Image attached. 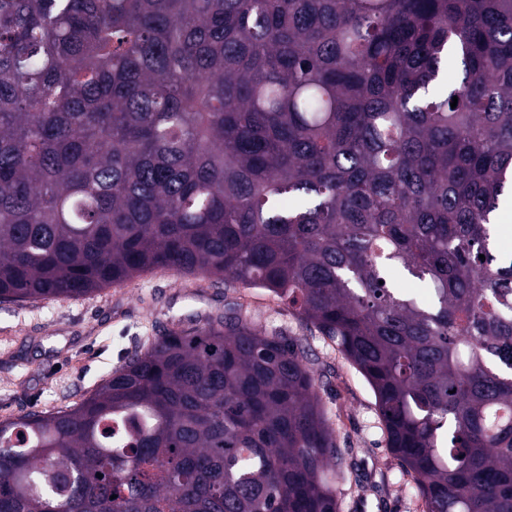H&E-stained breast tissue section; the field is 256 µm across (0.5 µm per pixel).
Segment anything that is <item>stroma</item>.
<instances>
[{"label": "stroma", "instance_id": "obj_1", "mask_svg": "<svg viewBox=\"0 0 512 512\" xmlns=\"http://www.w3.org/2000/svg\"><path fill=\"white\" fill-rule=\"evenodd\" d=\"M231 303L264 329L298 338L321 374L319 393L343 457L335 482L338 512H422L386 446L366 380L261 288L201 287L196 278L155 271L79 298L0 301V422L80 403L128 351Z\"/></svg>", "mask_w": 512, "mask_h": 512}]
</instances>
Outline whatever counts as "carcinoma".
Listing matches in <instances>:
<instances>
[{"mask_svg": "<svg viewBox=\"0 0 512 512\" xmlns=\"http://www.w3.org/2000/svg\"><path fill=\"white\" fill-rule=\"evenodd\" d=\"M508 184L512 0H0V300L263 288L366 379L424 512H512ZM318 387L237 306L168 330L0 423V512H337Z\"/></svg>", "mask_w": 512, "mask_h": 512, "instance_id": "obj_1", "label": "carcinoma"}]
</instances>
